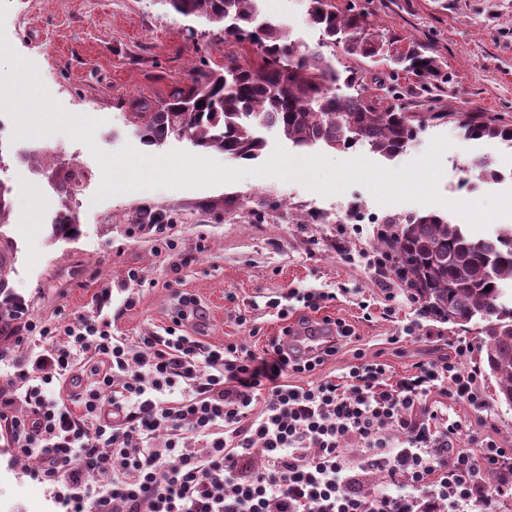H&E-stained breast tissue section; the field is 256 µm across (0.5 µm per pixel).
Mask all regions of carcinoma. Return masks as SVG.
Returning a JSON list of instances; mask_svg holds the SVG:
<instances>
[{"label":"carcinoma","mask_w":512,"mask_h":512,"mask_svg":"<svg viewBox=\"0 0 512 512\" xmlns=\"http://www.w3.org/2000/svg\"><path fill=\"white\" fill-rule=\"evenodd\" d=\"M167 2L186 17L222 25L224 42H247L253 55L234 49L224 54L222 69L193 67L188 82L156 107L131 101V123L147 147L180 137L202 151L253 160L267 146L263 131L273 129L300 149L361 146L393 159L418 129L445 120L467 140L512 146V121L500 112H435L433 96L425 112L378 107L364 78L370 67L382 63L395 74L410 73L431 91L442 90L448 76L427 45L384 32L358 0L342 9L332 0H308L307 24L318 34L312 46L295 41L280 23L259 20L258 0ZM326 49L355 64L332 67ZM465 167L483 180L498 176L483 157L467 160ZM51 228L53 236L72 239L79 234L78 215L66 208ZM380 242L396 257L410 294L426 312L465 332L477 330L479 364L495 379L498 401L512 407V227L477 236L430 212L396 223ZM11 272L12 264L0 262V330L27 314L25 304L4 288Z\"/></svg>","instance_id":"cac0c4a2"}]
</instances>
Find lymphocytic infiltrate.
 <instances>
[{
    "instance_id": "f902f5d3",
    "label": "lymphocytic infiltrate",
    "mask_w": 512,
    "mask_h": 512,
    "mask_svg": "<svg viewBox=\"0 0 512 512\" xmlns=\"http://www.w3.org/2000/svg\"><path fill=\"white\" fill-rule=\"evenodd\" d=\"M111 301L107 285L89 313L53 328L28 319L39 353L8 361L0 390L11 446L39 460L34 476L64 512H498L512 488V448L448 414L489 409L462 367L470 341L395 381L364 361L304 388L287 375L335 346L302 357L275 338L259 357L175 326L133 343L104 314ZM376 469L389 488L362 494Z\"/></svg>"
}]
</instances>
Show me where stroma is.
<instances>
[{"instance_id": "1", "label": "stroma", "mask_w": 512, "mask_h": 512, "mask_svg": "<svg viewBox=\"0 0 512 512\" xmlns=\"http://www.w3.org/2000/svg\"><path fill=\"white\" fill-rule=\"evenodd\" d=\"M260 13L284 23L293 36L309 42L317 35L305 19L304 0H259ZM375 22L401 37L430 46L448 74L434 109L453 112L474 106L512 115V0H370ZM5 34L14 50L32 61L53 97L70 114L94 100L102 119L95 141L104 151L141 142L127 119L128 102L142 99L157 105L193 66L224 64V33L217 24L176 13L163 0H11ZM370 96L385 101L394 88L408 111L424 109L425 92L412 75L392 74L385 65L366 76ZM453 143L443 156L439 192L443 204L381 205L361 185L330 197L294 182L269 177L201 189L142 190L94 202L98 183L61 194L51 170L60 162L90 168L98 163L88 148L65 134L15 142L0 153V183L9 190L12 214L5 231L15 244L14 270L8 286L31 316L54 326L93 306L104 283L112 285L109 311L114 328L137 338L172 325L185 293L207 312L204 322L186 319L185 334L216 346L239 343L263 355L283 321L264 307L269 298L293 290L323 289L320 316L348 325L336 353L315 373L293 374L287 382L307 386L315 377H338L365 358L387 363L396 376L416 366L448 359L451 344L463 336L479 344L476 332H461L451 323L427 319L433 339L401 338L404 325L416 317L405 295L388 301L376 284L368 256L379 251L376 230L384 219H402L430 211L452 223L462 218L447 202L476 201L512 190V180L484 182L465 189L469 178L462 164L472 155H487L496 169L512 170V149L495 142L461 137L454 124L437 122L418 130L399 156L384 167L399 168L421 155L432 137ZM68 203L77 212L80 233L71 240L51 236L49 205ZM147 210L167 216L171 226L161 236L136 221ZM171 238L190 265L173 271L159 256L163 238ZM135 268L143 286L124 292L123 279ZM134 308L123 306L126 295ZM369 310H362V303ZM251 312L259 328L250 335L239 316ZM492 404L487 415L468 404L450 409L451 417L472 425L482 436L512 446V409L494 403V378L482 376ZM34 461L20 458L0 428V512H62L53 485L34 479Z\"/></svg>"}]
</instances>
